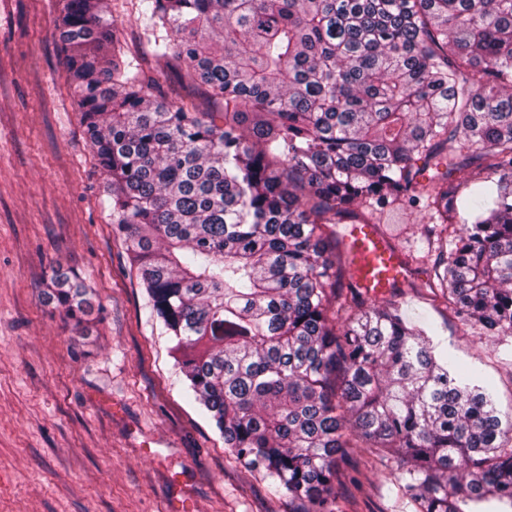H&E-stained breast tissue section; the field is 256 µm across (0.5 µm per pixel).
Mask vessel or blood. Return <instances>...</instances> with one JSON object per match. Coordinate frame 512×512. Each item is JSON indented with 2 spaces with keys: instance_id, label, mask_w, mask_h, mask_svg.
Returning <instances> with one entry per match:
<instances>
[{
  "instance_id": "obj_1",
  "label": "vessel or blood",
  "mask_w": 512,
  "mask_h": 512,
  "mask_svg": "<svg viewBox=\"0 0 512 512\" xmlns=\"http://www.w3.org/2000/svg\"><path fill=\"white\" fill-rule=\"evenodd\" d=\"M345 240L353 258L352 271L370 295L389 294L407 275L404 255L375 224L351 225Z\"/></svg>"
}]
</instances>
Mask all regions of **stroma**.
<instances>
[{"label": "stroma", "mask_w": 512, "mask_h": 512, "mask_svg": "<svg viewBox=\"0 0 512 512\" xmlns=\"http://www.w3.org/2000/svg\"><path fill=\"white\" fill-rule=\"evenodd\" d=\"M54 0H0V512H290L258 474L231 461L184 395L171 336L112 232L103 183L72 107ZM368 220L406 254L431 249L427 208L367 204ZM93 293L81 325L41 293L53 267ZM412 267L396 300L429 320L449 363L477 369L512 415V336H485L444 315ZM336 487L338 512H411L375 471Z\"/></svg>", "instance_id": "obj_1"}]
</instances>
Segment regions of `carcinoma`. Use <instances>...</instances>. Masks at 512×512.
Masks as SVG:
<instances>
[{"instance_id": "obj_1", "label": "carcinoma", "mask_w": 512, "mask_h": 512, "mask_svg": "<svg viewBox=\"0 0 512 512\" xmlns=\"http://www.w3.org/2000/svg\"><path fill=\"white\" fill-rule=\"evenodd\" d=\"M60 2L112 230L230 458L304 512H334L351 448L414 512H512V420L431 323L356 284L328 230L426 202L425 289L512 335V0H139L151 56L216 112L152 75L108 0ZM87 294L57 270L46 296L78 325Z\"/></svg>"}]
</instances>
